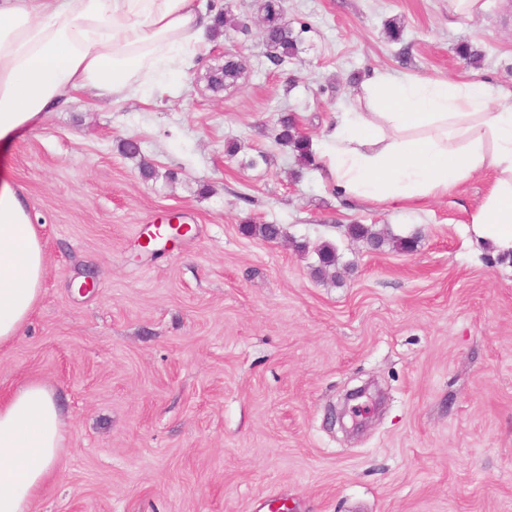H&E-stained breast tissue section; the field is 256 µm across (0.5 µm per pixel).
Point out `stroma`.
<instances>
[{"instance_id":"stroma-1","label":"stroma","mask_w":512,"mask_h":512,"mask_svg":"<svg viewBox=\"0 0 512 512\" xmlns=\"http://www.w3.org/2000/svg\"><path fill=\"white\" fill-rule=\"evenodd\" d=\"M211 2L250 35L203 36L166 93L74 99L0 150L46 257L41 299L0 350V396L41 382L65 422L32 512H512V256L466 212L490 175L418 204L348 203L274 141L284 113L318 140L376 70L512 87V6L452 22L448 0H286L308 31L277 66L260 0ZM235 49L241 78L208 90ZM170 214L188 233L146 242ZM352 224L417 243L372 251ZM325 242L342 283L313 274ZM366 382L367 426L345 433L335 410Z\"/></svg>"}]
</instances>
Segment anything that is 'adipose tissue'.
I'll return each mask as SVG.
<instances>
[{
  "label": "adipose tissue",
  "instance_id": "obj_1",
  "mask_svg": "<svg viewBox=\"0 0 512 512\" xmlns=\"http://www.w3.org/2000/svg\"><path fill=\"white\" fill-rule=\"evenodd\" d=\"M211 24L205 0H0V148L75 96H137L148 75L180 73ZM318 155L345 198L373 204L444 197L493 173L467 219L478 240L512 254V89L374 74ZM45 272L38 230L0 174V348L38 305ZM62 434L44 384L0 399V512H31L59 469Z\"/></svg>",
  "mask_w": 512,
  "mask_h": 512
}]
</instances>
